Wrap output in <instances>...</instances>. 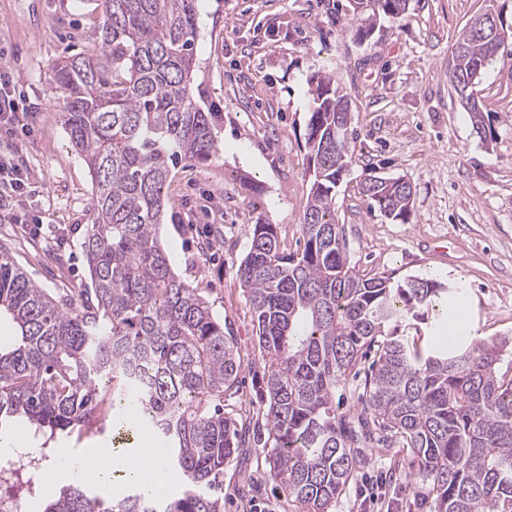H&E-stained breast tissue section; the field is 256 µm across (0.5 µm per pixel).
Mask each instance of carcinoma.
<instances>
[{"instance_id": "1", "label": "carcinoma", "mask_w": 512, "mask_h": 512, "mask_svg": "<svg viewBox=\"0 0 512 512\" xmlns=\"http://www.w3.org/2000/svg\"><path fill=\"white\" fill-rule=\"evenodd\" d=\"M100 45L50 66L63 125L93 184L92 223L81 242L91 287L79 300L39 287L0 246V317L16 325L0 343V431L26 420L54 437L84 428L110 399L97 431L150 428L181 473L177 497L132 485L121 498L90 493L79 479L43 512H222L224 466L249 428L224 411L237 396L243 361L209 302L173 270L159 229L166 185L181 161L215 152L211 113L192 92L197 0H96ZM410 0H375L362 13L367 37L397 20ZM512 25L483 34L464 28L449 80L482 141L494 139L474 86ZM307 145L313 181L303 245L287 252L276 227L257 223L238 276L252 308L264 362L268 474L291 512H332L376 444L406 452L434 512H512V375L500 372L512 339L423 346L402 328L440 330L458 290L436 278L393 282L356 273L336 223V186L352 161L350 105L334 79H310ZM369 206L406 221L413 188L398 177L368 178ZM374 353L353 427L339 416L336 389ZM134 405L138 418L127 420Z\"/></svg>"}]
</instances>
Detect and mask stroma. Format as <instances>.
<instances>
[{
  "label": "stroma",
  "instance_id": "stroma-1",
  "mask_svg": "<svg viewBox=\"0 0 512 512\" xmlns=\"http://www.w3.org/2000/svg\"><path fill=\"white\" fill-rule=\"evenodd\" d=\"M512 18V0H411L406 16L359 37L351 0H199L192 91L213 115L217 153L181 162L168 182L160 229L174 271L198 288L235 337L244 362L227 412L264 429L262 358L237 276L249 229L275 225L295 250L311 176L309 80L332 76L351 104L353 163L336 188V217L362 275L433 277L461 286L468 330L512 336V44L475 92L495 132L480 140L448 78L462 29L487 8ZM93 0H0V68L27 134H0V156L27 169L21 203L0 205V246L42 288L79 293L88 282L81 241L92 221L87 166L62 125L50 65L93 46ZM402 177L414 191L408 222L370 209L369 177ZM334 512H432L407 460L363 451ZM260 446L224 468V512H287L265 476Z\"/></svg>",
  "mask_w": 512,
  "mask_h": 512
}]
</instances>
